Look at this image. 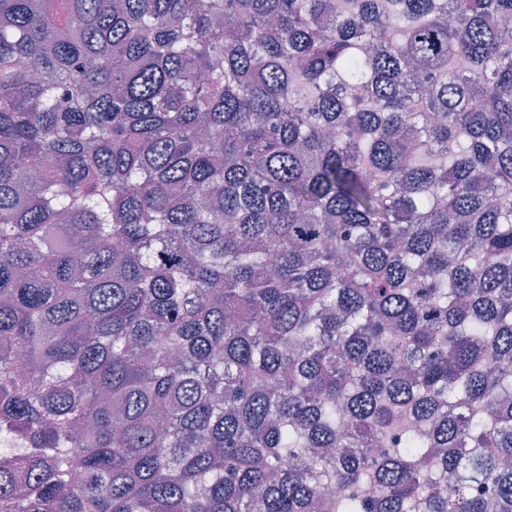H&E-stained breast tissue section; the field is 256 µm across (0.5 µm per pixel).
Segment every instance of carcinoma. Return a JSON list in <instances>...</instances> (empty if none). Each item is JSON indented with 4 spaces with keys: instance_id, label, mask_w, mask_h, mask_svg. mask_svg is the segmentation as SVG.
<instances>
[{
    "instance_id": "obj_1",
    "label": "carcinoma",
    "mask_w": 512,
    "mask_h": 512,
    "mask_svg": "<svg viewBox=\"0 0 512 512\" xmlns=\"http://www.w3.org/2000/svg\"><path fill=\"white\" fill-rule=\"evenodd\" d=\"M512 0H0V512H512Z\"/></svg>"
}]
</instances>
